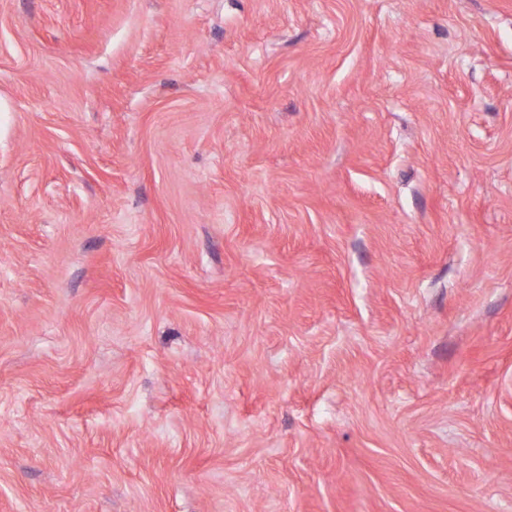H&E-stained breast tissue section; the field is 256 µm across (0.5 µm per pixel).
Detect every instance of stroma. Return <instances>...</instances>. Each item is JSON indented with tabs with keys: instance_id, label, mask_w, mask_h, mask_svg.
<instances>
[{
	"instance_id": "35a3bbf8",
	"label": "stroma",
	"mask_w": 512,
	"mask_h": 512,
	"mask_svg": "<svg viewBox=\"0 0 512 512\" xmlns=\"http://www.w3.org/2000/svg\"><path fill=\"white\" fill-rule=\"evenodd\" d=\"M0 512H512V0H0Z\"/></svg>"
}]
</instances>
